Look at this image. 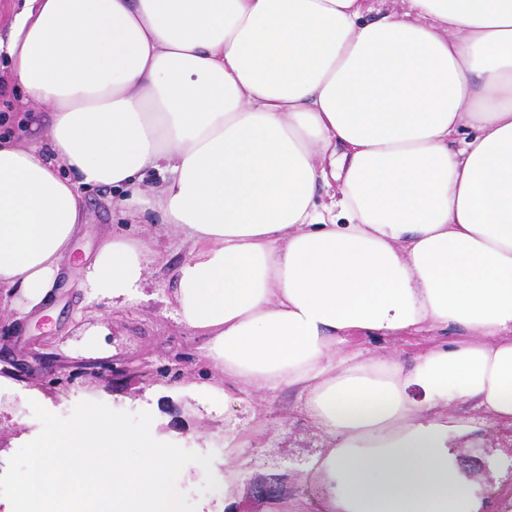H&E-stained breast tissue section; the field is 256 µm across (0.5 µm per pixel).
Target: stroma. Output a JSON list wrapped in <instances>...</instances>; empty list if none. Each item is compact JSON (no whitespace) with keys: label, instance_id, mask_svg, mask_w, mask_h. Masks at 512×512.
I'll return each mask as SVG.
<instances>
[{"label":"stroma","instance_id":"stroma-1","mask_svg":"<svg viewBox=\"0 0 512 512\" xmlns=\"http://www.w3.org/2000/svg\"><path fill=\"white\" fill-rule=\"evenodd\" d=\"M85 212L83 230L69 257L71 283L56 289L49 301L51 314L23 321L0 318V364L22 387L20 394L0 403V466L19 450V438L33 440L41 430L31 402L66 417L80 402L95 399L117 411L150 412L161 433L176 445L213 455L210 473L218 479L224 474L225 436L252 430L254 444L240 451L234 512H273L284 500L304 501L308 512H320L319 489L307 465L322 440L300 413L295 392L245 393L227 406L191 390L192 380L210 365L201 350L202 337L179 323L165 301L168 275L186 251L166 231L160 212L122 213L101 189L87 192ZM112 225L156 242L148 286L131 306L79 308L75 284L85 255L97 249L102 230ZM91 328L101 329L110 350L102 366L128 368L126 380L113 381L108 373L98 379L85 376L91 359L78 343ZM458 338L453 331L419 330L403 336L356 337L351 344L368 358L409 360L434 344ZM457 411L480 422L474 445L460 451L465 475L493 494L495 512H512V433L482 422L481 412L470 404H459ZM206 473L197 464H187L177 486L195 503L196 512H225L223 490H201Z\"/></svg>","mask_w":512,"mask_h":512}]
</instances>
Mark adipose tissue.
<instances>
[{
  "label": "adipose tissue",
  "instance_id": "ef3b65f1",
  "mask_svg": "<svg viewBox=\"0 0 512 512\" xmlns=\"http://www.w3.org/2000/svg\"><path fill=\"white\" fill-rule=\"evenodd\" d=\"M6 49L48 131L0 122V309L46 314L87 191L153 206L220 371L195 393L295 391L322 512H490L454 406L512 430V0H24ZM152 254L107 229L85 303H134ZM425 327L461 339L344 348ZM460 339L461 336L453 330H448L445 334L432 330H419L405 336L356 337L350 341V345L362 352L364 357L389 359L398 356L410 361L434 344L446 341L449 344Z\"/></svg>",
  "mask_w": 512,
  "mask_h": 512
}]
</instances>
